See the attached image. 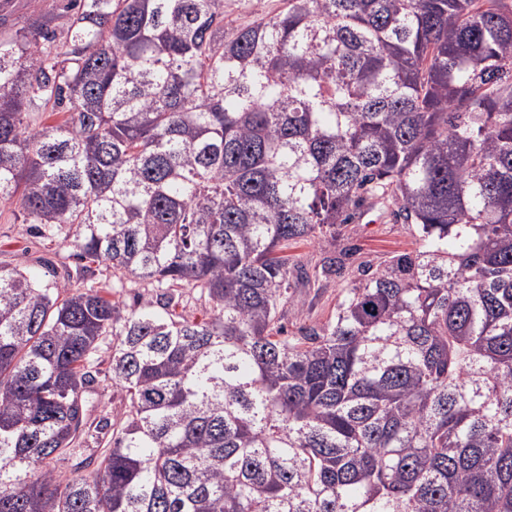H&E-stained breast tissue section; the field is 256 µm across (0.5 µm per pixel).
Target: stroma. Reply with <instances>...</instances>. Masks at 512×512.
Returning <instances> with one entry per match:
<instances>
[{"mask_svg": "<svg viewBox=\"0 0 512 512\" xmlns=\"http://www.w3.org/2000/svg\"><path fill=\"white\" fill-rule=\"evenodd\" d=\"M52 13L66 18L71 13V0H0V14L8 15L14 26L26 24L31 15ZM417 241L407 224L395 219L389 211L377 208L365 211L355 223L342 227L336 237L291 246L288 257L292 265L304 269L309 279L297 283L295 295L299 310L283 309L286 333L297 334L300 327L325 322L336 311L345 288L360 280L364 266H379L390 255L409 252ZM340 264L339 273L324 279L317 271L327 261ZM0 266L17 267L37 280L47 271H55L58 281H66L80 263L69 245L66 231L41 237L29 232L23 224L19 208L0 205Z\"/></svg>", "mask_w": 512, "mask_h": 512, "instance_id": "obj_1", "label": "stroma"}]
</instances>
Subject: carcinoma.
<instances>
[{"mask_svg":"<svg viewBox=\"0 0 512 512\" xmlns=\"http://www.w3.org/2000/svg\"><path fill=\"white\" fill-rule=\"evenodd\" d=\"M284 3L0 39V202L156 288L124 315L0 266V512H512V0ZM368 199L420 246L283 335L288 245ZM90 439L93 478L51 466ZM229 7L224 8L226 18L224 25L235 27L251 22L257 13L274 15L278 13L284 5L283 0H227ZM100 373L92 389L91 402L92 414L98 418H110L116 413L122 404V396L119 389L112 382L108 373V353L101 354Z\"/></svg>","mask_w":512,"mask_h":512,"instance_id":"obj_1","label":"carcinoma"}]
</instances>
